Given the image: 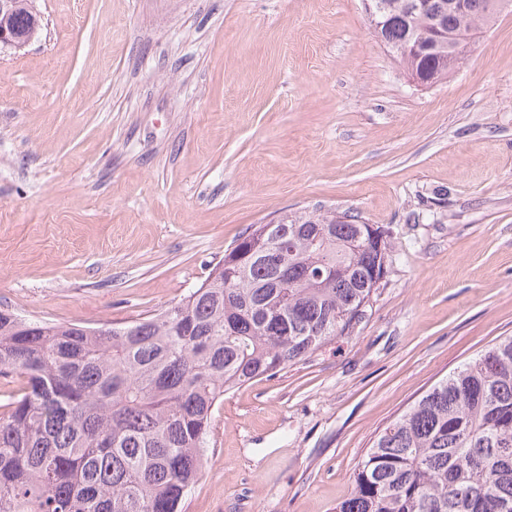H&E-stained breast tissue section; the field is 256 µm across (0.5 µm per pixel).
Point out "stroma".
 Listing matches in <instances>:
<instances>
[{"instance_id": "1", "label": "stroma", "mask_w": 512, "mask_h": 512, "mask_svg": "<svg viewBox=\"0 0 512 512\" xmlns=\"http://www.w3.org/2000/svg\"><path fill=\"white\" fill-rule=\"evenodd\" d=\"M0 50V309L109 327L254 224L388 229L362 318L225 394L184 512H335L378 430L512 336V11L420 87L362 0H36Z\"/></svg>"}]
</instances>
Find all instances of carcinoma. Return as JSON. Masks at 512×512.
I'll return each mask as SVG.
<instances>
[{"label":"carcinoma","mask_w":512,"mask_h":512,"mask_svg":"<svg viewBox=\"0 0 512 512\" xmlns=\"http://www.w3.org/2000/svg\"><path fill=\"white\" fill-rule=\"evenodd\" d=\"M377 37L432 83L460 39L512 0H382ZM20 0L13 25L31 27ZM439 26L444 39L431 36ZM393 243L358 216L253 224L210 277L150 317L108 328L0 313V512H181L224 393L362 318ZM336 512H512V337L439 380L375 435Z\"/></svg>","instance_id":"obj_1"}]
</instances>
